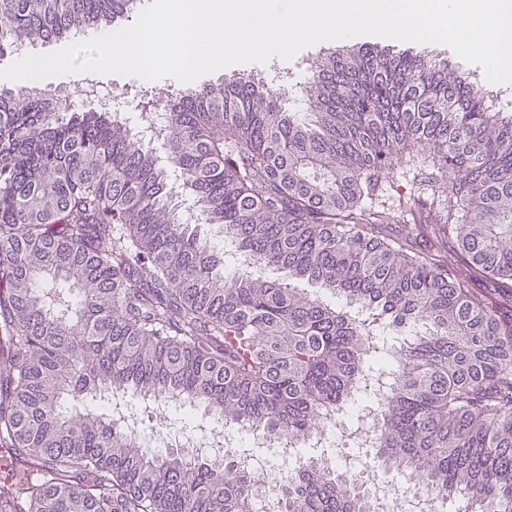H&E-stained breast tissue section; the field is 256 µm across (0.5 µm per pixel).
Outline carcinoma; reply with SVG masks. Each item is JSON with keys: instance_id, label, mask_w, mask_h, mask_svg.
Instances as JSON below:
<instances>
[{"instance_id": "1", "label": "carcinoma", "mask_w": 512, "mask_h": 512, "mask_svg": "<svg viewBox=\"0 0 512 512\" xmlns=\"http://www.w3.org/2000/svg\"><path fill=\"white\" fill-rule=\"evenodd\" d=\"M134 2L0 0V57ZM312 72L307 112L251 75L120 122L0 92V512H254L260 477L147 453L115 394L300 444L271 459L285 512H368L327 465L356 446L302 447L330 411L376 421L366 464L512 512V114L443 60L367 47ZM405 156L428 190L366 204ZM203 224L267 274L226 271Z\"/></svg>"}]
</instances>
